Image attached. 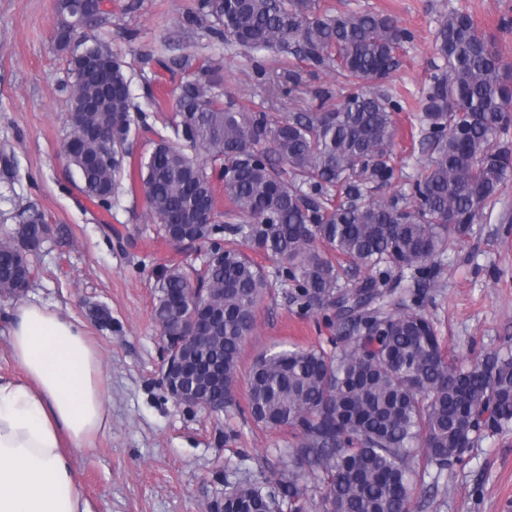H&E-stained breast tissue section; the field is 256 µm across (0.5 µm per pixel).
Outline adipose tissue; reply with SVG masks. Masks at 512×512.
Listing matches in <instances>:
<instances>
[{"label": "adipose tissue", "instance_id": "ef3b65f1", "mask_svg": "<svg viewBox=\"0 0 512 512\" xmlns=\"http://www.w3.org/2000/svg\"><path fill=\"white\" fill-rule=\"evenodd\" d=\"M9 338L18 375H0V512H93L74 451L109 424L95 345L40 299L15 307Z\"/></svg>", "mask_w": 512, "mask_h": 512}]
</instances>
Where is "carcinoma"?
<instances>
[{"instance_id": "1", "label": "carcinoma", "mask_w": 512, "mask_h": 512, "mask_svg": "<svg viewBox=\"0 0 512 512\" xmlns=\"http://www.w3.org/2000/svg\"><path fill=\"white\" fill-rule=\"evenodd\" d=\"M104 0H59L61 48L77 15L106 23ZM182 26L205 29L261 54H290L344 79L324 112L277 118L248 112L224 93L222 67L192 55L164 59L191 72L166 138L147 122L137 163L147 219L162 237L203 250L200 268L167 267L154 320L171 342L188 315L204 343L186 354L184 386L229 406L246 339L272 281L289 301L340 323L342 349L292 345L264 354L248 376L247 411L291 429L272 486L227 485L224 512H306L308 467L318 512H411L420 459L442 473L489 436L512 433V339L461 359L422 310L437 263L512 185V62L470 13L440 20L435 66L416 120L427 164L403 178L395 153L404 99L388 84L413 34L389 14L329 12L319 0H198ZM70 110L87 107L63 145L68 178L107 208L125 172L133 107L122 61L96 39L71 52ZM396 183L389 195L378 191ZM223 192L230 208L216 210ZM207 218L200 220V211ZM51 233L40 212L19 213L0 242V292L23 295L28 253ZM409 290L387 301L392 276ZM97 327L112 314L88 309Z\"/></svg>"}]
</instances>
